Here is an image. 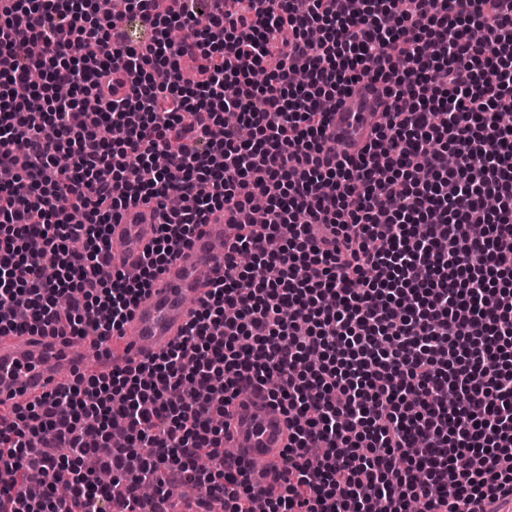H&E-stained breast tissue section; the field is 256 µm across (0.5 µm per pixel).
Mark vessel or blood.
<instances>
[{
  "instance_id": "b4317fda",
  "label": "vessel or blood",
  "mask_w": 512,
  "mask_h": 512,
  "mask_svg": "<svg viewBox=\"0 0 512 512\" xmlns=\"http://www.w3.org/2000/svg\"><path fill=\"white\" fill-rule=\"evenodd\" d=\"M386 104L368 82L358 83L326 118L327 134L342 153L358 156L370 141ZM229 214L199 225L152 287L141 295L121 336L91 343L27 332L0 335V424L16 421L17 406L68 386L76 374H111L128 359H144L175 342L191 320L197 303L207 299L210 282L224 274V244ZM156 236L150 209L128 211L110 232L112 266L126 269L137 262ZM224 432L225 447L246 463L277 459L288 444V424L265 393L246 390L234 400Z\"/></svg>"
}]
</instances>
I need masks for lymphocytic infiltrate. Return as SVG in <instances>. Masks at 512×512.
Instances as JSON below:
<instances>
[{"label":"lymphocytic infiltrate","mask_w":512,"mask_h":512,"mask_svg":"<svg viewBox=\"0 0 512 512\" xmlns=\"http://www.w3.org/2000/svg\"><path fill=\"white\" fill-rule=\"evenodd\" d=\"M455 2L0 8V334L109 337L209 215L236 217L180 342L0 431L23 484L0 512H168L185 485L224 512L512 504V0ZM364 80L390 104L354 160L322 104ZM142 204L153 247L102 277ZM248 388L290 425L270 490L224 452Z\"/></svg>","instance_id":"1"}]
</instances>
